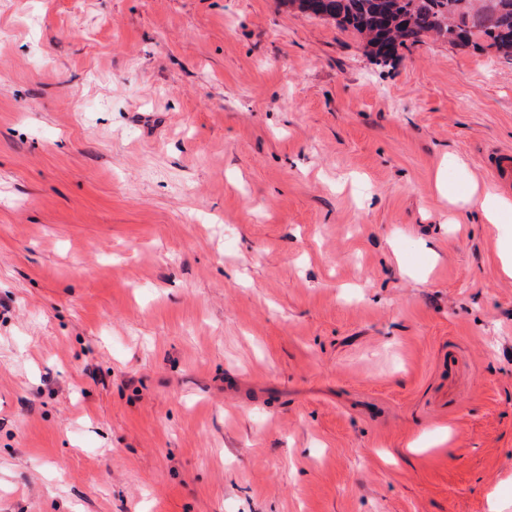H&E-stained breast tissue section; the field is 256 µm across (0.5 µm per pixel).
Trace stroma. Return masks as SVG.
<instances>
[{
	"mask_svg": "<svg viewBox=\"0 0 512 512\" xmlns=\"http://www.w3.org/2000/svg\"><path fill=\"white\" fill-rule=\"evenodd\" d=\"M512 60L279 0H0V512H512ZM448 162L459 171L462 182L466 185V190L463 191L448 184L444 169L437 172L436 190L442 199L448 201V205L463 207L478 195L481 216L487 224H512V197L499 192L495 187L479 190L477 185L470 181L467 165L462 159L451 156Z\"/></svg>",
	"mask_w": 512,
	"mask_h": 512,
	"instance_id": "1",
	"label": "stroma"
}]
</instances>
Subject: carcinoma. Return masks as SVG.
<instances>
[{"mask_svg":"<svg viewBox=\"0 0 512 512\" xmlns=\"http://www.w3.org/2000/svg\"><path fill=\"white\" fill-rule=\"evenodd\" d=\"M309 16L332 19L366 40L384 68L400 51L432 37L451 44L483 38L512 60V0H280Z\"/></svg>","mask_w":512,"mask_h":512,"instance_id":"carcinoma-1","label":"carcinoma"}]
</instances>
